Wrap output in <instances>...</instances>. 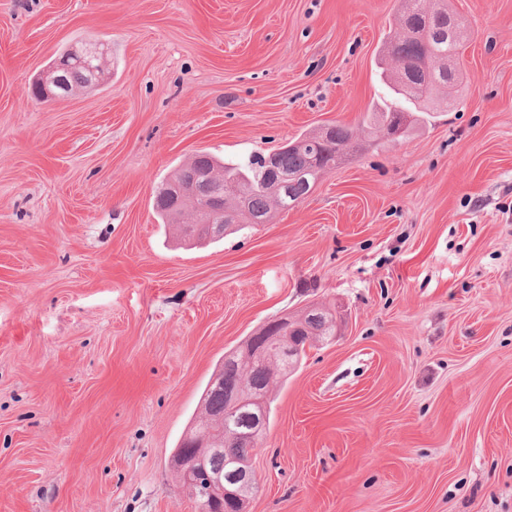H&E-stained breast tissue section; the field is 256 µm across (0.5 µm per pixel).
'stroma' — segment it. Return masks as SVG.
Wrapping results in <instances>:
<instances>
[{"mask_svg": "<svg viewBox=\"0 0 512 512\" xmlns=\"http://www.w3.org/2000/svg\"><path fill=\"white\" fill-rule=\"evenodd\" d=\"M396 6L0 0V512H196L204 386L314 305L336 335L273 378L246 512H512V0H448L454 107L268 223L193 245L153 208L197 153L380 108ZM94 42L97 89L33 96ZM105 53V48L101 47L93 49L84 47L72 48L67 54L54 61L50 69L51 72L35 88L39 85L43 96L56 97L58 93L52 91L49 85H52L57 91L60 89V72L74 65H83L96 76L102 71L101 58L105 56Z\"/></svg>", "mask_w": 512, "mask_h": 512, "instance_id": "1", "label": "stroma"}]
</instances>
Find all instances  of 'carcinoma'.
<instances>
[{
    "label": "carcinoma",
    "instance_id": "1",
    "mask_svg": "<svg viewBox=\"0 0 512 512\" xmlns=\"http://www.w3.org/2000/svg\"><path fill=\"white\" fill-rule=\"evenodd\" d=\"M398 30L387 35L384 44L389 52L382 54L380 69L387 80L389 98L382 110L362 119L355 127L336 124L324 131L299 137L272 153L256 151L235 161H219L207 153H199L177 172L173 183H180L198 173L211 177L199 184V194H186L174 202L167 197L171 184L156 191L154 208L164 224L176 220L185 206L192 207L195 220L180 225L189 240L220 241L224 234L243 229L245 224H263L274 210L295 206L311 191L318 177L335 168L341 155L353 149L359 136L376 134L385 139L390 134L405 136L411 124L430 117L440 100H449L452 93L438 97L440 89L448 88L452 72L433 67L448 56L459 59L467 38L448 36V5L442 0H399ZM413 70L407 82L397 77V67ZM67 82L79 89L99 85L91 82L89 73L77 69L67 75ZM290 176L281 192L272 187V171ZM224 189V227L218 233L203 230L208 214L202 210V195L211 187ZM291 342L283 350L274 340L262 344L258 352L245 357L242 351L224 354L219 372L205 386L201 395L203 411L192 420L178 451L189 447L197 433L206 432L214 441H221L226 451L240 459H249L262 437L243 439L250 429L249 412L257 411L270 423V408L263 402L274 372L288 377L306 356V346L315 340L333 335L332 314L315 307L304 317L288 321Z\"/></svg>",
    "mask_w": 512,
    "mask_h": 512
}]
</instances>
